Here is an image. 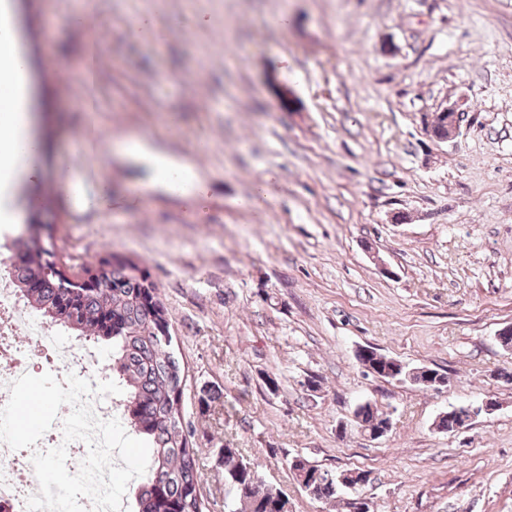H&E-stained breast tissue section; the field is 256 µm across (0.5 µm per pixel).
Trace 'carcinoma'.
<instances>
[{
    "instance_id": "obj_1",
    "label": "carcinoma",
    "mask_w": 512,
    "mask_h": 512,
    "mask_svg": "<svg viewBox=\"0 0 512 512\" xmlns=\"http://www.w3.org/2000/svg\"><path fill=\"white\" fill-rule=\"evenodd\" d=\"M15 246L26 257L14 265L17 286L36 311L76 339L112 343V365L124 388L122 419L153 448L149 474L135 492V512H203L195 494L196 449L189 446L177 399L184 391V374L171 352L172 337L161 331V325L169 324L168 313L149 276L137 263L111 253L75 277L56 261L54 244L43 243L38 224L19 234ZM410 383L430 388L447 384L448 377L417 368ZM354 417L363 433L386 422L369 403L359 405ZM238 462L235 449H224L229 512H283L284 503L255 489L256 472L239 468ZM288 464L295 478L312 481L322 501L342 497L332 489L342 476L355 485L370 482L367 470L327 469L302 455Z\"/></svg>"
}]
</instances>
